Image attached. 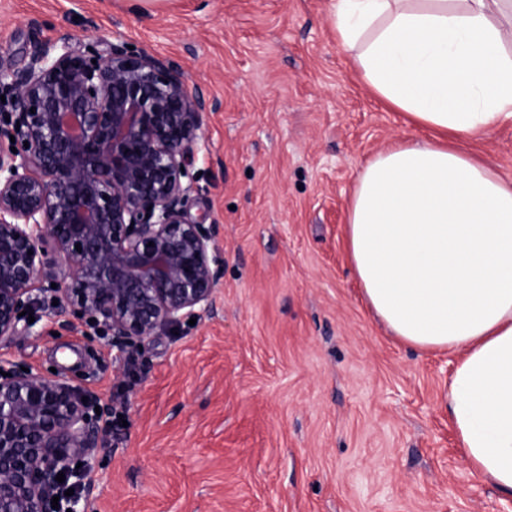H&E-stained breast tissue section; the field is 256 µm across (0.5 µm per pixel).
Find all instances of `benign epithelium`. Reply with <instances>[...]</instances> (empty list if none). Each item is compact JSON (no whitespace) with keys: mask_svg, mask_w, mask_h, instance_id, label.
Masks as SVG:
<instances>
[{"mask_svg":"<svg viewBox=\"0 0 512 512\" xmlns=\"http://www.w3.org/2000/svg\"><path fill=\"white\" fill-rule=\"evenodd\" d=\"M0 91V342L30 332L46 282L118 364L211 311L224 255L190 213L191 170L218 104L166 57L68 35L34 40ZM95 407L63 376L0 360V512H77L75 495L51 501L58 473L90 472L107 446Z\"/></svg>","mask_w":512,"mask_h":512,"instance_id":"1","label":"benign epithelium"}]
</instances>
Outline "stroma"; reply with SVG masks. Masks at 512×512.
I'll return each instance as SVG.
<instances>
[{
    "instance_id": "1",
    "label": "stroma",
    "mask_w": 512,
    "mask_h": 512,
    "mask_svg": "<svg viewBox=\"0 0 512 512\" xmlns=\"http://www.w3.org/2000/svg\"><path fill=\"white\" fill-rule=\"evenodd\" d=\"M331 0H0V67L33 37L120 39L179 63L220 104L203 127L192 214L219 228L214 309L112 362L53 311L0 343L56 370L126 427L108 435L84 512H512L473 474L441 405L456 354L389 335L345 245L358 173L427 138L361 80ZM463 149L512 178V125Z\"/></svg>"
}]
</instances>
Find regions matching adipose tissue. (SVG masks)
Instances as JSON below:
<instances>
[{
    "mask_svg": "<svg viewBox=\"0 0 512 512\" xmlns=\"http://www.w3.org/2000/svg\"><path fill=\"white\" fill-rule=\"evenodd\" d=\"M333 26L373 94L430 133L360 171L354 274L392 336L458 353L448 417L475 473L512 496V179L460 147L512 122V0H336Z\"/></svg>",
    "mask_w": 512,
    "mask_h": 512,
    "instance_id": "ef3b65f1",
    "label": "adipose tissue"
}]
</instances>
